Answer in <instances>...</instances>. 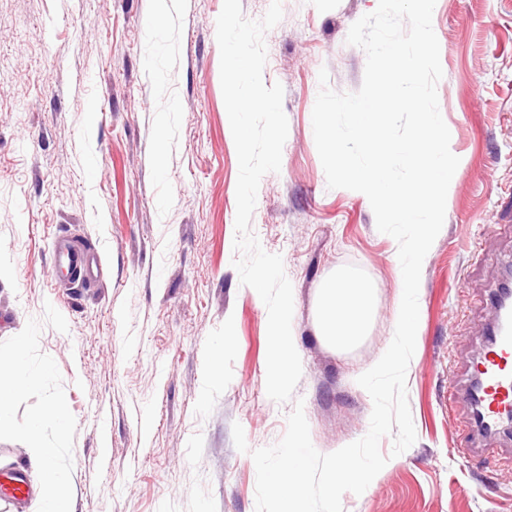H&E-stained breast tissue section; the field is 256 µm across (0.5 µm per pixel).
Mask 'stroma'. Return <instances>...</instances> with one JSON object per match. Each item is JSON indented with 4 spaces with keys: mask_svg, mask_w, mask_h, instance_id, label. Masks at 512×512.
I'll return each instance as SVG.
<instances>
[{
    "mask_svg": "<svg viewBox=\"0 0 512 512\" xmlns=\"http://www.w3.org/2000/svg\"><path fill=\"white\" fill-rule=\"evenodd\" d=\"M150 0H0V362L18 337L37 378L0 429V467L23 469L34 512L35 442L57 448L73 512H255L251 450L277 443L296 400L323 454L362 438L373 407L358 377L383 355L400 300L398 245L368 198L328 188L312 111L318 75L362 85L351 25L378 0H281L265 34V84L284 88L279 172L260 183L251 230L281 255L293 289L302 376L266 393L268 311L233 265L238 158L225 117L216 20L223 0H173L154 31ZM432 24L450 149L460 159L443 228L423 261L407 369L415 443L343 512H512V445L463 458L470 415L448 388L480 353L487 288L512 273V0H438ZM168 116L157 127V114ZM73 233L102 274L65 289L52 254ZM363 282L373 300L347 348L322 336L321 292ZM71 418L39 439L26 425L54 399ZM249 446L239 452L232 426Z\"/></svg>",
    "mask_w": 512,
    "mask_h": 512,
    "instance_id": "obj_1",
    "label": "stroma"
}]
</instances>
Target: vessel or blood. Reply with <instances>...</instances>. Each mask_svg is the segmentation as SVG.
Returning a JSON list of instances; mask_svg holds the SVG:
<instances>
[{
    "mask_svg": "<svg viewBox=\"0 0 512 512\" xmlns=\"http://www.w3.org/2000/svg\"><path fill=\"white\" fill-rule=\"evenodd\" d=\"M58 268L70 283L89 282L97 265L95 253L84 243L67 236L53 241ZM487 305L493 321L485 333L481 352L467 373L459 398L469 402L473 423L459 452L467 456L474 448L489 447L500 438L512 440V277L489 290ZM0 491L15 502H24L31 488L18 470L0 473Z\"/></svg>",
    "mask_w": 512,
    "mask_h": 512,
    "instance_id": "b4317fda",
    "label": "vessel or blood"
}]
</instances>
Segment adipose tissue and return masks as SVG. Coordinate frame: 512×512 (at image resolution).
Listing matches in <instances>:
<instances>
[{
	"mask_svg": "<svg viewBox=\"0 0 512 512\" xmlns=\"http://www.w3.org/2000/svg\"><path fill=\"white\" fill-rule=\"evenodd\" d=\"M370 312V291L359 281L335 279L322 290V333L336 346L345 348L356 343L364 331ZM31 380L32 375L23 354H16L7 367L0 369V428L11 422V398ZM33 452L46 483L53 488L52 494L44 498L41 512H71L69 476L56 466L55 449L37 446Z\"/></svg>",
	"mask_w": 512,
	"mask_h": 512,
	"instance_id": "1",
	"label": "adipose tissue"
}]
</instances>
